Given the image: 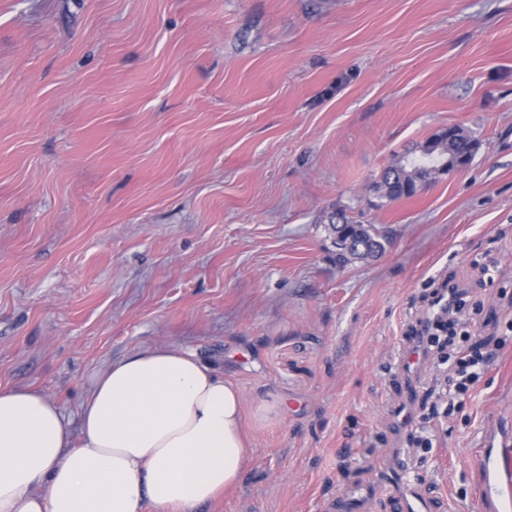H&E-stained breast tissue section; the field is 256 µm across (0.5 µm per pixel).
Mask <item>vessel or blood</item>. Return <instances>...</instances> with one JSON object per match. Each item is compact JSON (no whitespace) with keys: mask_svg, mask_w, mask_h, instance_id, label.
Here are the masks:
<instances>
[{"mask_svg":"<svg viewBox=\"0 0 512 512\" xmlns=\"http://www.w3.org/2000/svg\"><path fill=\"white\" fill-rule=\"evenodd\" d=\"M408 493L395 496L397 512H429L426 499L414 496V477H406ZM482 512H512V434L498 431L485 438L480 473Z\"/></svg>","mask_w":512,"mask_h":512,"instance_id":"b4317fda","label":"vessel or blood"}]
</instances>
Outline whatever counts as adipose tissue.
<instances>
[{
    "instance_id": "1",
    "label": "adipose tissue",
    "mask_w": 512,
    "mask_h": 512,
    "mask_svg": "<svg viewBox=\"0 0 512 512\" xmlns=\"http://www.w3.org/2000/svg\"><path fill=\"white\" fill-rule=\"evenodd\" d=\"M240 388L180 346L112 362L71 423L0 387V512H196L238 486L252 453Z\"/></svg>"
}]
</instances>
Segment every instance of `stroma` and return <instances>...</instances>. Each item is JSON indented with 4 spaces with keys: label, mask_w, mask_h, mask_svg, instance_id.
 <instances>
[{
    "label": "stroma",
    "mask_w": 512,
    "mask_h": 512,
    "mask_svg": "<svg viewBox=\"0 0 512 512\" xmlns=\"http://www.w3.org/2000/svg\"><path fill=\"white\" fill-rule=\"evenodd\" d=\"M451 126L469 167L381 199ZM338 210L385 252L337 265ZM445 285L456 345L500 347L431 419L452 382L398 357ZM158 343L245 397L251 460L198 512H326L351 487L396 512L403 448L431 512H477L482 439L512 431V0H0V386L74 419ZM426 157L424 152L418 155L408 154L399 159L394 165L385 169L378 185L383 191L382 197L389 202L413 197L420 193L422 189L429 187L435 182L440 172L443 171L444 174L448 171V161L439 163L435 159L430 160L431 166H435L438 169V173L434 169L422 166L421 162ZM417 184H421L419 191L416 188Z\"/></svg>",
    "instance_id": "1"
}]
</instances>
